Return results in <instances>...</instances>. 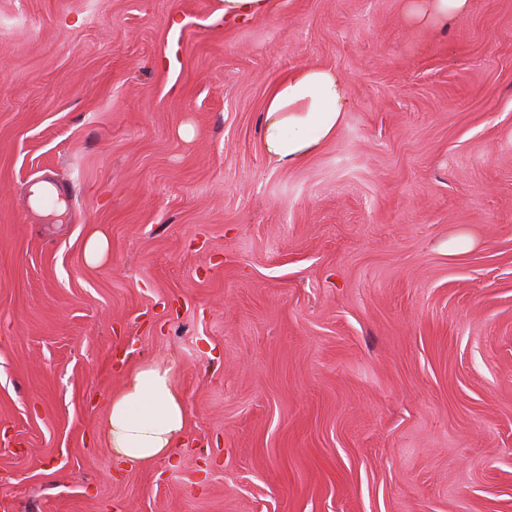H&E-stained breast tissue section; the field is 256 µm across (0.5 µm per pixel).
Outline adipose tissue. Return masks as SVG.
Masks as SVG:
<instances>
[{
    "label": "adipose tissue",
    "instance_id": "1",
    "mask_svg": "<svg viewBox=\"0 0 512 512\" xmlns=\"http://www.w3.org/2000/svg\"><path fill=\"white\" fill-rule=\"evenodd\" d=\"M469 0H408L405 19L430 26L464 16ZM345 82L336 71L304 66L271 86L262 115V141L278 166L300 164L333 140L348 110ZM188 420L171 368L142 364L113 394L104 435L122 465H143L180 447Z\"/></svg>",
    "mask_w": 512,
    "mask_h": 512
}]
</instances>
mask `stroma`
<instances>
[{"instance_id": "1", "label": "stroma", "mask_w": 512, "mask_h": 512, "mask_svg": "<svg viewBox=\"0 0 512 512\" xmlns=\"http://www.w3.org/2000/svg\"><path fill=\"white\" fill-rule=\"evenodd\" d=\"M221 7L0 0L13 512H512V0L444 27L405 0ZM307 65L349 108L278 167L266 94ZM144 363L186 444L121 471L101 431ZM286 0H224L219 11L226 21H244L267 18L279 14ZM109 251V241L100 234L89 236L84 244L86 260L91 264L101 263Z\"/></svg>"}]
</instances>
